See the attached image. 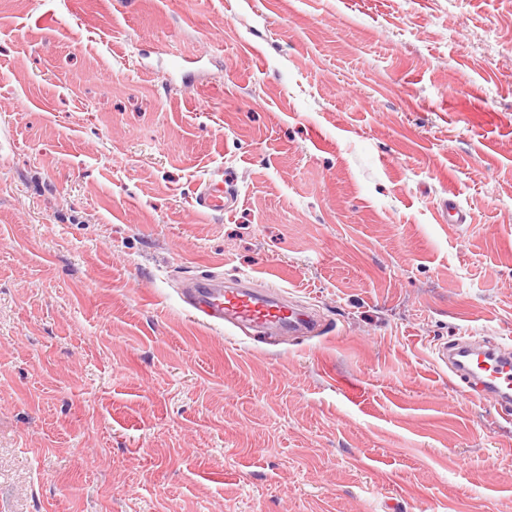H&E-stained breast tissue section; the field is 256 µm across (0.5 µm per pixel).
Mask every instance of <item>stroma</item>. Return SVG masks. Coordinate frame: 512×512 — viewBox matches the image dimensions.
Returning <instances> with one entry per match:
<instances>
[{"label":"stroma","instance_id":"35a3bbf8","mask_svg":"<svg viewBox=\"0 0 512 512\" xmlns=\"http://www.w3.org/2000/svg\"><path fill=\"white\" fill-rule=\"evenodd\" d=\"M244 276L326 334L182 301ZM460 336L512 345V0H0V512H512ZM235 200L233 194L224 189L223 184H210L200 194L201 205L215 212L231 209Z\"/></svg>","mask_w":512,"mask_h":512}]
</instances>
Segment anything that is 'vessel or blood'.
Instances as JSON below:
<instances>
[{
	"mask_svg": "<svg viewBox=\"0 0 512 512\" xmlns=\"http://www.w3.org/2000/svg\"><path fill=\"white\" fill-rule=\"evenodd\" d=\"M200 202L221 212L234 207L235 198L222 185L212 184L202 190ZM183 300L207 323L236 333L265 328L291 336H316L323 331L308 308L287 303L280 293L261 294L242 284L222 288L198 278L184 289ZM436 356L465 384L469 397L505 412L512 410V351L461 336L440 344Z\"/></svg>",
	"mask_w": 512,
	"mask_h": 512,
	"instance_id": "obj_1",
	"label": "vessel or blood"
}]
</instances>
